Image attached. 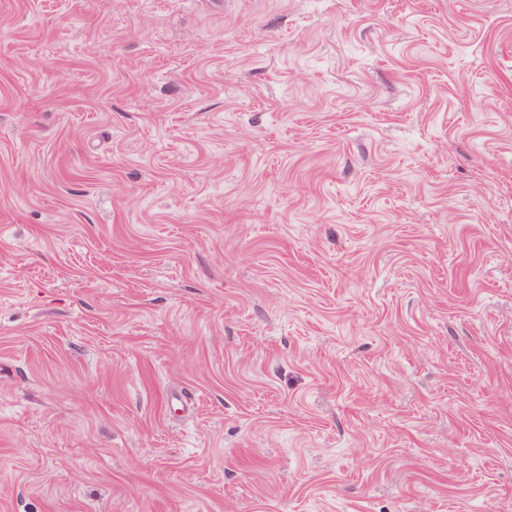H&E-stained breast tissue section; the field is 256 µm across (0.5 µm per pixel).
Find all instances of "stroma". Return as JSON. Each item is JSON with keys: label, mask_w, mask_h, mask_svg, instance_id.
I'll return each mask as SVG.
<instances>
[{"label": "stroma", "mask_w": 512, "mask_h": 512, "mask_svg": "<svg viewBox=\"0 0 512 512\" xmlns=\"http://www.w3.org/2000/svg\"><path fill=\"white\" fill-rule=\"evenodd\" d=\"M0 512H512V0H0Z\"/></svg>", "instance_id": "35a3bbf8"}]
</instances>
